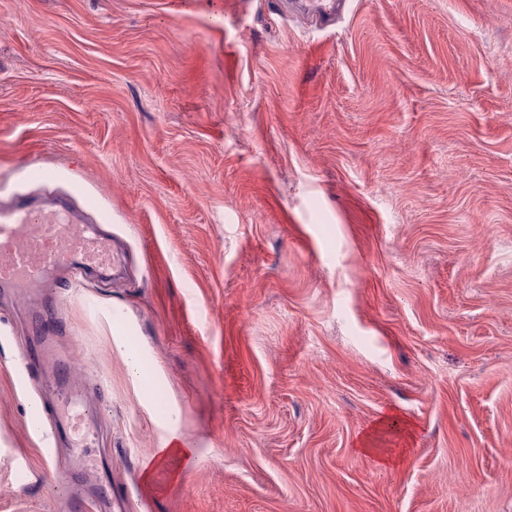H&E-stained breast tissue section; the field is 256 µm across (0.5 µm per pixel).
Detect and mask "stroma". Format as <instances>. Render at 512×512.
<instances>
[{
    "label": "stroma",
    "mask_w": 512,
    "mask_h": 512,
    "mask_svg": "<svg viewBox=\"0 0 512 512\" xmlns=\"http://www.w3.org/2000/svg\"><path fill=\"white\" fill-rule=\"evenodd\" d=\"M275 2L0 0V190L116 257L39 308L0 287V512L80 479L28 432L40 321L112 512H512V0ZM170 418L195 461L145 482ZM305 3L308 6V11L325 25H332L343 10L347 0H298L292 1ZM126 332L127 329L122 321H116L113 324L112 335L114 336V343L124 354L129 375L135 382L141 385L151 379L156 371V367L153 362L143 356L139 348L128 346L125 338L122 337L128 336Z\"/></svg>",
    "instance_id": "obj_1"
}]
</instances>
